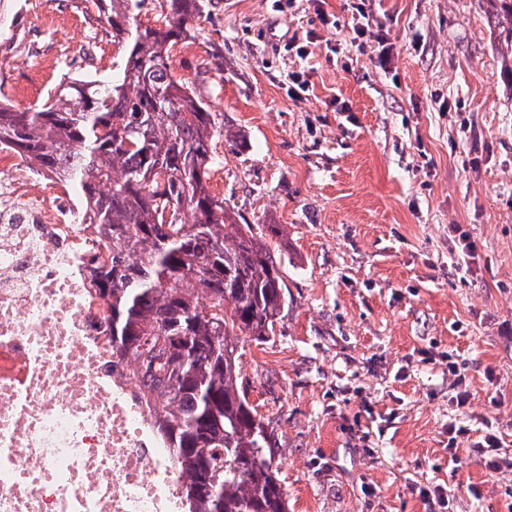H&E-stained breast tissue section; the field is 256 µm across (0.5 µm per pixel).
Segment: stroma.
<instances>
[{
  "label": "stroma",
  "instance_id": "35a3bbf8",
  "mask_svg": "<svg viewBox=\"0 0 512 512\" xmlns=\"http://www.w3.org/2000/svg\"><path fill=\"white\" fill-rule=\"evenodd\" d=\"M365 3L359 39L345 0H200L169 50L172 74L215 117L212 193L238 223L282 229L270 245L288 306L269 341L240 337L241 375L274 428L288 512H430L410 487L444 483L446 512H512L503 46L485 0ZM122 64L96 0H0V98L14 110L70 77H119ZM295 72L312 91L289 95ZM456 224L476 244L471 264ZM452 358L471 392L461 411ZM367 407L378 420L365 435ZM452 419L472 427L453 468ZM484 420L504 442L493 475L474 446Z\"/></svg>",
  "mask_w": 512,
  "mask_h": 512
}]
</instances>
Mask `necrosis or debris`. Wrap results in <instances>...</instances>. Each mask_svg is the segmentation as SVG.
<instances>
[{"mask_svg":"<svg viewBox=\"0 0 512 512\" xmlns=\"http://www.w3.org/2000/svg\"><path fill=\"white\" fill-rule=\"evenodd\" d=\"M38 175L0 151V512H186L175 452L86 274L95 227L32 192Z\"/></svg>","mask_w":512,"mask_h":512,"instance_id":"necrosis-or-debris-1","label":"necrosis or debris"}]
</instances>
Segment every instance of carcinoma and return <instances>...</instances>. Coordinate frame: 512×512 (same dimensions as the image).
<instances>
[{
	"label": "carcinoma",
	"mask_w": 512,
	"mask_h": 512,
	"mask_svg": "<svg viewBox=\"0 0 512 512\" xmlns=\"http://www.w3.org/2000/svg\"><path fill=\"white\" fill-rule=\"evenodd\" d=\"M512 80V0H488ZM98 0L124 45L120 77L63 82L39 107L0 104V145L80 195L108 258L93 268L112 348L139 363L154 426L188 483L190 512H288L270 420L240 382L237 339L275 333L287 296L263 231L210 192L214 117L168 66L198 0Z\"/></svg>",
	"instance_id": "cac0c4a2"
}]
</instances>
